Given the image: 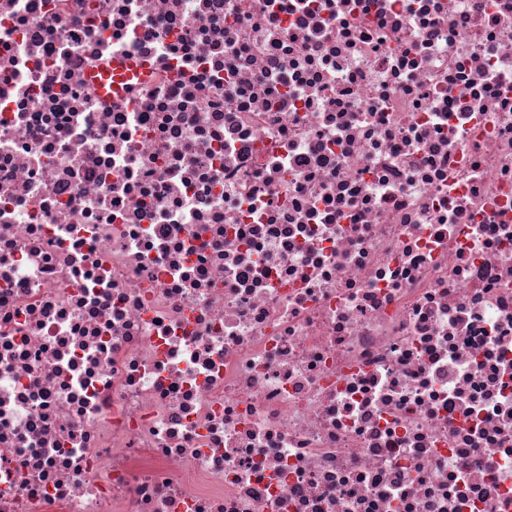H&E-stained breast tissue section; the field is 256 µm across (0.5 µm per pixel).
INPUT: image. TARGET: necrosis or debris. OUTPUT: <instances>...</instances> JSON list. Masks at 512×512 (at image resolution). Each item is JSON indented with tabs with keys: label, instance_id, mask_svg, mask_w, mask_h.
Here are the masks:
<instances>
[{
	"label": "necrosis or debris",
	"instance_id": "1",
	"mask_svg": "<svg viewBox=\"0 0 512 512\" xmlns=\"http://www.w3.org/2000/svg\"><path fill=\"white\" fill-rule=\"evenodd\" d=\"M0 512H512V0H0Z\"/></svg>",
	"mask_w": 512,
	"mask_h": 512
}]
</instances>
